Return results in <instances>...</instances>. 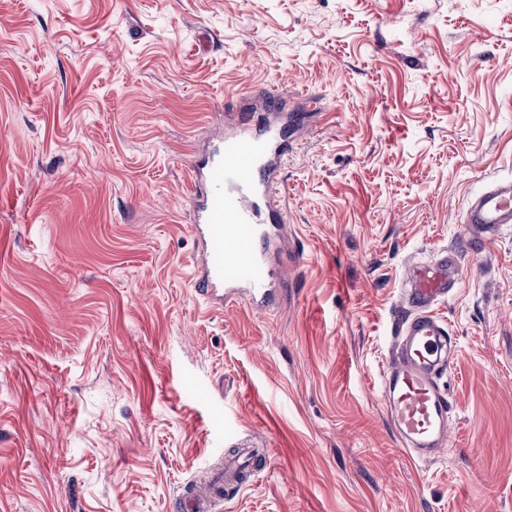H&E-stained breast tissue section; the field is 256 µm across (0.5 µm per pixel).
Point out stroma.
I'll list each match as a JSON object with an SVG mask.
<instances>
[{
	"label": "stroma",
	"instance_id": "stroma-1",
	"mask_svg": "<svg viewBox=\"0 0 512 512\" xmlns=\"http://www.w3.org/2000/svg\"><path fill=\"white\" fill-rule=\"evenodd\" d=\"M276 86L324 106L281 173L275 300L196 290L190 168ZM512 0H0V512H512ZM460 254L445 457L381 379L407 262ZM464 224L469 238L484 241L503 224H512V181L499 180L468 205Z\"/></svg>",
	"mask_w": 512,
	"mask_h": 512
}]
</instances>
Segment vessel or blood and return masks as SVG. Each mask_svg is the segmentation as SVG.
Wrapping results in <instances>:
<instances>
[{"instance_id": "b4317fda", "label": "vessel or blood", "mask_w": 512, "mask_h": 512, "mask_svg": "<svg viewBox=\"0 0 512 512\" xmlns=\"http://www.w3.org/2000/svg\"><path fill=\"white\" fill-rule=\"evenodd\" d=\"M261 100L269 117L252 124L239 115L225 130L223 150L190 177L194 200L189 230L199 249V290L223 302L246 294L254 304L273 296L275 271L271 253L282 235L284 199L277 189L286 161L288 130H303L308 112L321 103L305 97L292 112L278 89ZM474 241H484L504 224H512V181L491 184L468 205L464 217ZM457 253L409 268L406 299L397 311L398 328L382 378L387 416L402 453L428 462L448 451L451 403L439 379L451 362L453 339L435 313L438 301L455 285Z\"/></svg>"}]
</instances>
